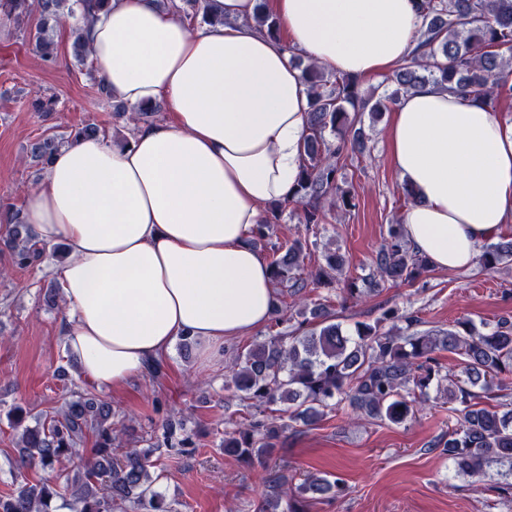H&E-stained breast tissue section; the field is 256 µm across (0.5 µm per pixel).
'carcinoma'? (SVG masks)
Listing matches in <instances>:
<instances>
[{
    "mask_svg": "<svg viewBox=\"0 0 512 512\" xmlns=\"http://www.w3.org/2000/svg\"><path fill=\"white\" fill-rule=\"evenodd\" d=\"M110 0H0V15L19 28L27 27L29 14L36 11L40 24L28 32L29 41L43 60L54 59L50 30L61 14L77 17L72 51L77 63L88 57L84 22L89 16L109 8ZM162 5L192 23L212 24L210 0H162ZM420 24L416 32L418 53L385 76L383 83L393 90L367 94L357 77L328 74L313 63H304L303 80L311 93L309 133L301 145L302 165L290 197L268 207L265 223L257 225L251 243L261 245L273 235L288 204L302 207L300 223L310 231L324 223L326 208L356 207L355 196L346 188L343 169L351 154L366 149L367 134L361 117L375 118L384 102L395 105L412 89L433 84L450 93H460L494 107L500 98L512 96V0H417ZM113 112L130 124L146 120L149 110H135L113 103ZM334 136L329 140L326 134ZM64 141L42 137L30 144L31 160L45 170ZM13 231L3 239L14 262L28 267L41 261L46 246H39L14 211L8 220ZM271 261L276 295L299 301L295 314L302 318L303 332L280 330L250 345L236 356L231 371L233 397L246 403L249 418L224 430V454L249 464L264 466L283 442L292 423L310 425L346 400L357 412L371 420L405 424L415 416L416 406L430 399L429 388L437 383V393L448 397L462 415L459 426L448 432V440L437 442L458 473L480 478L483 468L496 463L512 471V408L501 413L482 406L493 388L505 390L512 380V319L503 317L487 330L472 320L457 322L448 330H419L424 324L415 312L390 308L383 319L403 326L382 332L379 325L359 323L352 334L343 332L335 315L324 303L309 299L321 288L340 287L343 299L378 293L387 283L410 284L431 270L427 258L411 250L403 227L391 224L388 239L377 252L370 272L342 285L337 278L346 264L334 251L324 255V263L305 271L304 244H272ZM479 263L487 270L512 265V240L483 246ZM448 351L460 358L461 370L442 372L436 353ZM284 406L290 423L268 421L272 405ZM13 420L23 426L18 448L16 487L0 497V512H51L54 500L62 498L70 512H174L165 495L155 489L149 468L156 466L152 453L136 448L121 451L112 427L110 402L98 396L69 392V398L51 416L34 417V425H23L25 415L17 407ZM94 436V453L75 469L64 468L88 436ZM165 445L193 448L192 435L184 423L166 420L162 425ZM57 473L63 485L42 479L36 483L23 472L26 467ZM288 476L281 474L272 494L261 504V512H277L286 503V512H303L306 495L337 494L340 482L312 476L295 492L284 491Z\"/></svg>",
    "mask_w": 512,
    "mask_h": 512,
    "instance_id": "1",
    "label": "carcinoma"
}]
</instances>
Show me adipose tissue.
I'll list each match as a JSON object with an SVG mask.
<instances>
[{"label": "adipose tissue", "instance_id": "adipose-tissue-1", "mask_svg": "<svg viewBox=\"0 0 512 512\" xmlns=\"http://www.w3.org/2000/svg\"><path fill=\"white\" fill-rule=\"evenodd\" d=\"M272 13L280 38L254 20ZM220 24L190 28L158 0H112L86 27L112 100L164 103L127 145L63 146L22 217L37 241L68 245L54 271L68 358L118 389L191 337L204 365L265 326L271 268L250 243L265 204L287 199L310 99L291 52L337 74L380 78L415 49V0H211ZM388 150L413 190L402 216L438 269L471 267L512 223V121L428 84L397 103Z\"/></svg>", "mask_w": 512, "mask_h": 512}]
</instances>
